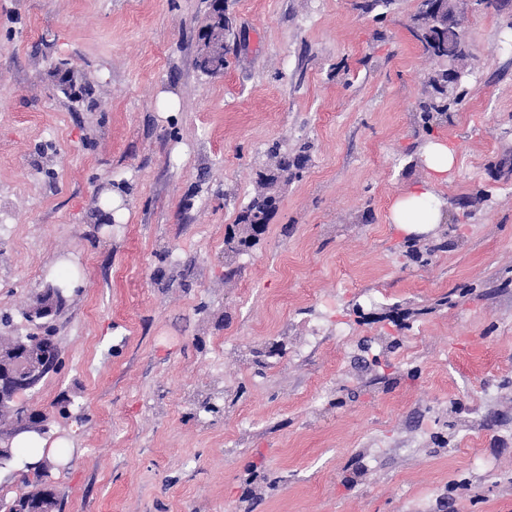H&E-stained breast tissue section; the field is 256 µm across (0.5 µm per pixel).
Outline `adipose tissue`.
<instances>
[{
  "mask_svg": "<svg viewBox=\"0 0 512 512\" xmlns=\"http://www.w3.org/2000/svg\"><path fill=\"white\" fill-rule=\"evenodd\" d=\"M420 159L431 173L430 181L408 185L389 211L390 223L408 237L426 234L435 225L444 223V203L436 185L447 180L456 164L454 151L447 141L440 138H431L424 143Z\"/></svg>",
  "mask_w": 512,
  "mask_h": 512,
  "instance_id": "obj_1",
  "label": "adipose tissue"
}]
</instances>
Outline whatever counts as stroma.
Segmentation results:
<instances>
[{
  "label": "stroma",
  "mask_w": 512,
  "mask_h": 512,
  "mask_svg": "<svg viewBox=\"0 0 512 512\" xmlns=\"http://www.w3.org/2000/svg\"><path fill=\"white\" fill-rule=\"evenodd\" d=\"M356 3L227 0L207 75L210 0H0V313L27 335L64 289L26 398L71 443L59 512H512V6L466 8V95L428 132L417 0ZM431 135L446 221L406 237L389 210ZM275 142L309 160L228 261ZM200 70L216 73L224 69V51L215 43L203 42L200 55L197 59ZM45 293L48 296L47 303L31 310L29 317L32 321H39L43 329L42 334L53 335L54 322L63 310L66 299L58 286H48Z\"/></svg>",
  "instance_id": "35a3bbf8"
}]
</instances>
